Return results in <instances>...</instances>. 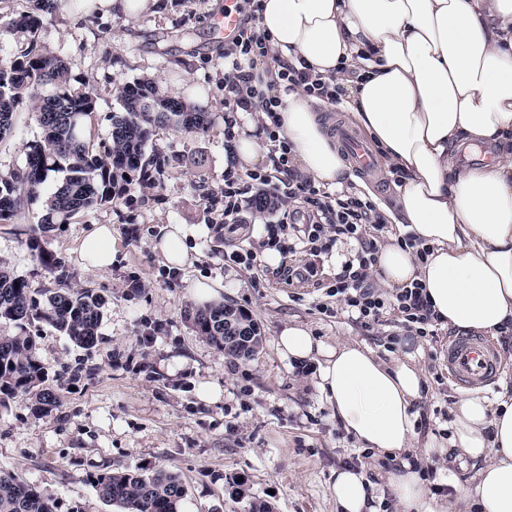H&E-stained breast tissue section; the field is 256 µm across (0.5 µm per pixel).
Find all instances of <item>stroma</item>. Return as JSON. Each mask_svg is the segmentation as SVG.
Listing matches in <instances>:
<instances>
[{"label": "stroma", "mask_w": 512, "mask_h": 512, "mask_svg": "<svg viewBox=\"0 0 512 512\" xmlns=\"http://www.w3.org/2000/svg\"><path fill=\"white\" fill-rule=\"evenodd\" d=\"M227 0H160L152 10L129 17L79 12L70 0H55L34 33L10 30L16 12L36 0H0V64L28 45L72 65V86L95 94V135L108 138L119 111L118 86L155 81L173 96L205 107L213 123L195 136L161 130L152 150L172 157L156 186L131 182L132 204L122 199L87 212L45 233L36 227L45 199L24 205L15 224H0V268L35 288L56 282L38 263L31 238L60 256L72 288H92L105 297L100 340L90 350L71 344L48 324L36 322L39 356L50 374L58 402L37 414L29 397L0 405V468L32 486L51 491L58 512H118L90 482L105 470L163 466L177 473L194 512H245L250 500L270 502L275 512H336L328 485L336 469L364 466L369 475L391 470L392 457L365 451L349 437L309 372L289 366L276 339L289 325L307 327L328 343L356 340L381 358L413 354L426 385L416 408L410 454L424 458L441 486L459 489L470 471L449 468L435 446L454 417L463 390L448 378L443 349L448 328L436 336L402 337L385 346L393 323L364 331L347 314H321L315 307L324 284L334 281L349 240L332 254H302L317 274L287 283L277 265L262 261L267 217L244 211V229L229 234L220 224L224 210V43L213 34ZM41 137L31 103H23L13 133L0 141V173L19 169L26 146ZM108 224L117 253L109 270L84 267L79 247L94 225ZM170 224H185L188 259L174 275L155 246ZM252 249L260 259L250 268L228 267L226 253ZM139 277L140 291L127 287ZM260 287H253V280ZM223 282L218 300L249 313L265 336L259 355L240 361L199 337L190 316L198 303L196 283ZM219 390L215 400L199 395L200 384Z\"/></svg>", "instance_id": "35a3bbf8"}]
</instances>
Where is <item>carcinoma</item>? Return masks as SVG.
Returning a JSON list of instances; mask_svg holds the SVG:
<instances>
[{"label": "carcinoma", "instance_id": "obj_1", "mask_svg": "<svg viewBox=\"0 0 512 512\" xmlns=\"http://www.w3.org/2000/svg\"><path fill=\"white\" fill-rule=\"evenodd\" d=\"M71 70L32 46L0 65V141L12 132L17 106L24 99L34 105L42 129L41 139L28 145L21 170L0 174V224L14 222L24 197L39 195L52 172L65 177L46 198L40 227L69 224L78 215L112 202L118 179L136 176L144 180L151 171L163 169L167 159L146 154L157 130L199 134L212 124V113L145 79L115 90L121 110L112 115L108 141L97 142L92 129L93 96L72 88ZM34 250L38 263L58 274L59 287L34 288L27 280L0 270V324L15 328L0 334V405L25 395L36 411L47 412L55 406L56 397L47 385L48 369L27 326L45 322L75 346L89 350L99 341L105 298L92 289L68 287L61 275L63 259L38 243ZM224 308L220 302L197 310L192 317L195 332L231 357L253 359L262 343L254 320L239 308H229L235 334L251 337V343L226 338ZM92 484L103 500L122 512H179L185 496L179 475L165 467L106 471L94 476ZM55 509L53 494L21 483L0 469V512Z\"/></svg>", "mask_w": 512, "mask_h": 512}]
</instances>
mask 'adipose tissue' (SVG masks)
<instances>
[{"label":"adipose tissue","instance_id":"adipose-tissue-1","mask_svg":"<svg viewBox=\"0 0 512 512\" xmlns=\"http://www.w3.org/2000/svg\"><path fill=\"white\" fill-rule=\"evenodd\" d=\"M258 25L271 55L305 60L312 73L356 71L347 107L380 147L386 166L403 171L386 214L417 239L379 252L380 282H420L441 326L498 335L512 323V0H261ZM279 129L298 170L339 188L350 163L329 129L320 99L295 89L283 97ZM233 160L264 161L258 122L227 113ZM464 146L497 152L490 164L460 167ZM429 248L418 259L417 248ZM112 229L96 226L80 246L85 267L111 268ZM281 357L314 363L315 385L361 448L398 464L375 485L363 470L337 471V512H512V396L464 394L448 437L449 465L474 471L456 495L432 488L406 455L424 377L413 355L379 359L357 342L328 344L300 325L278 337Z\"/></svg>","mask_w":512,"mask_h":512}]
</instances>
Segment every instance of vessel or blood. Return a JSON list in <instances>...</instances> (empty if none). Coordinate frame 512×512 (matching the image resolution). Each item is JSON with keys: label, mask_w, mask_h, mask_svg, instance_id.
Wrapping results in <instances>:
<instances>
[{"label": "vessel or blood", "mask_w": 512, "mask_h": 512, "mask_svg": "<svg viewBox=\"0 0 512 512\" xmlns=\"http://www.w3.org/2000/svg\"><path fill=\"white\" fill-rule=\"evenodd\" d=\"M340 148L359 170L371 172L375 159L368 145L346 126L336 128ZM449 378L459 387L477 388L490 384L501 373L502 366L496 344L488 339L471 336L449 338L444 350Z\"/></svg>", "instance_id": "1"}]
</instances>
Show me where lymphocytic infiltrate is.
I'll use <instances>...</instances> for the list:
<instances>
[{"label":"lymphocytic infiltrate","instance_id":"obj_1","mask_svg":"<svg viewBox=\"0 0 512 512\" xmlns=\"http://www.w3.org/2000/svg\"><path fill=\"white\" fill-rule=\"evenodd\" d=\"M268 36L258 25L242 26L234 42L224 49V109L256 110L272 113L282 105L281 91L303 88L310 95L340 105L346 95L343 85L312 74L309 67H297L278 62L275 79H265L253 71L257 60L268 55ZM268 140L273 153L274 168L279 175L270 181L265 174L233 168L224 172V222L228 232L242 228V210L266 212L270 198H288L294 207L286 211L283 220L266 227L267 246L279 247L283 235L301 230L302 244L311 254L329 251L338 237L358 240L359 247L351 259L345 261L334 284L326 291L336 300L337 310L348 313L365 330L381 325L389 311H396L402 335H436V318L421 283L399 289L394 296L379 292L370 282V273L376 269L378 248L376 242L363 237L364 226L384 231L386 222L373 202L350 188L336 193L317 189L311 181L300 177L291 163L292 146L276 129H268Z\"/></svg>","mask_w":512,"mask_h":512}]
</instances>
